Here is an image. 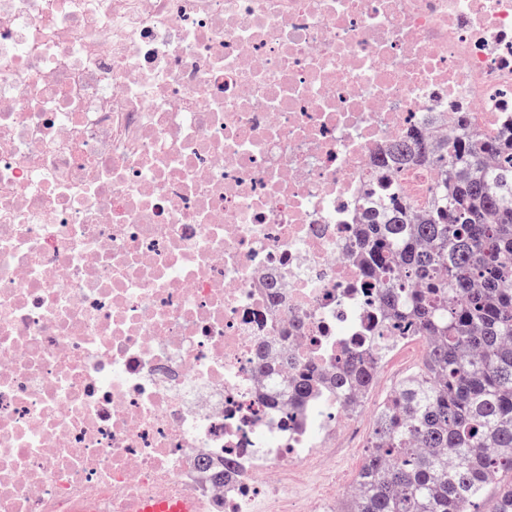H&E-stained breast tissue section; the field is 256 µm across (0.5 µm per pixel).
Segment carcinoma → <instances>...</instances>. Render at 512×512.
Listing matches in <instances>:
<instances>
[{"mask_svg": "<svg viewBox=\"0 0 512 512\" xmlns=\"http://www.w3.org/2000/svg\"><path fill=\"white\" fill-rule=\"evenodd\" d=\"M436 166L444 179L418 222L386 191L367 212L369 275L388 273L380 300L388 324L429 340L419 371L378 413L356 491L339 512H512V127L490 138L412 141L391 165ZM359 354L331 380L341 393L370 391Z\"/></svg>", "mask_w": 512, "mask_h": 512, "instance_id": "carcinoma-1", "label": "carcinoma"}]
</instances>
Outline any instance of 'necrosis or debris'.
Wrapping results in <instances>:
<instances>
[{"instance_id": "1", "label": "necrosis or debris", "mask_w": 512, "mask_h": 512, "mask_svg": "<svg viewBox=\"0 0 512 512\" xmlns=\"http://www.w3.org/2000/svg\"><path fill=\"white\" fill-rule=\"evenodd\" d=\"M511 123L512 0H0V512H336L390 151ZM135 512H194L195 505L190 500L170 501L159 499L155 502H146L135 505Z\"/></svg>"}]
</instances>
